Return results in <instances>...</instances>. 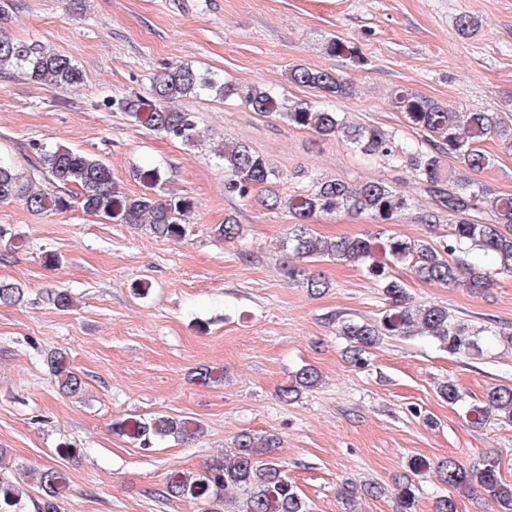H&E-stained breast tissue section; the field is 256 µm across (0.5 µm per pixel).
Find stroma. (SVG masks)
<instances>
[{
  "mask_svg": "<svg viewBox=\"0 0 512 512\" xmlns=\"http://www.w3.org/2000/svg\"><path fill=\"white\" fill-rule=\"evenodd\" d=\"M463 14L479 21L475 35L459 34ZM9 15L14 39L70 56L84 81L62 89L0 73V160L31 188L54 193L37 150L64 145L104 160L128 194L146 190L133 167L156 166V193L195 202L174 240L76 203L36 213L18 198L0 202V280L27 290L24 303L0 304V448L13 464L64 469L60 512H209L197 500L166 498L169 474L202 470L241 431L271 432L281 440L274 455L310 512H345L344 483L366 480L384 492L358 494L355 512H393L388 490L419 456L432 467L412 478L414 512H434L443 495L458 512H495L479 493L442 484L434 465L451 457L468 466L491 454L512 483V423L478 424L469 412L490 387L512 385V345L498 336L512 330V276L497 275L473 294L399 270L415 304L447 306L454 319L491 333L480 353L465 356L424 336H392L370 349L367 366H353L331 319L378 317L380 289L361 265L326 259L308 264L330 280L324 294L288 281V217L265 209L261 193L226 194L214 151L227 140L252 146L280 170L283 196L327 176L393 182L413 207L391 232L437 238L448 226L420 223L429 199L411 170L363 159L341 141L258 116L234 99L179 101L198 116L202 139L193 148L111 103L147 97L154 75L189 64L243 88H274L289 103L322 104L316 90L289 82L290 66L300 64L350 81L349 95L327 101L350 121L426 150L424 134L392 104L396 89L454 110L495 112L512 126V0H9ZM334 37L355 57L328 55ZM485 149L489 163L474 180L512 196V151L499 139ZM229 214L243 226L233 242L212 233ZM312 228L326 238L361 237L376 223L343 212L315 216ZM55 289L70 292V310L48 302ZM57 349L83 378L77 396L62 394L49 373L46 360ZM305 365L320 371L321 384L280 402L279 388ZM199 367L221 373L222 382H191ZM447 380L461 387L463 401L439 397ZM158 415L196 420L202 432L145 449L114 428Z\"/></svg>",
  "mask_w": 512,
  "mask_h": 512,
  "instance_id": "35a3bbf8",
  "label": "stroma"
}]
</instances>
